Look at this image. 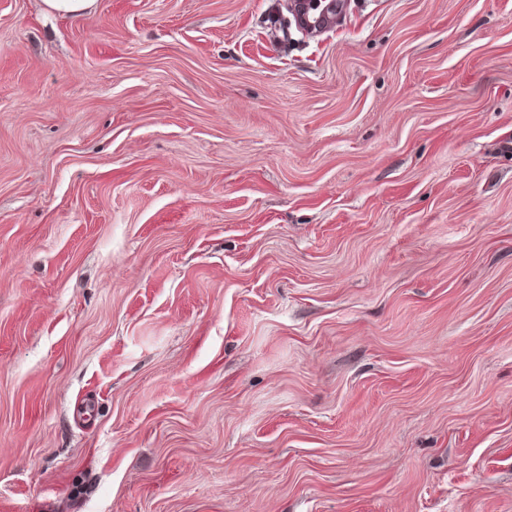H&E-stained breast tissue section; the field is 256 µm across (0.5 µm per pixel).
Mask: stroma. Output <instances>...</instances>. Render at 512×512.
<instances>
[{
  "label": "stroma",
  "mask_w": 512,
  "mask_h": 512,
  "mask_svg": "<svg viewBox=\"0 0 512 512\" xmlns=\"http://www.w3.org/2000/svg\"><path fill=\"white\" fill-rule=\"evenodd\" d=\"M0 0V512H512V0ZM50 12L80 16L93 6L95 0H43Z\"/></svg>",
  "instance_id": "35a3bbf8"
}]
</instances>
